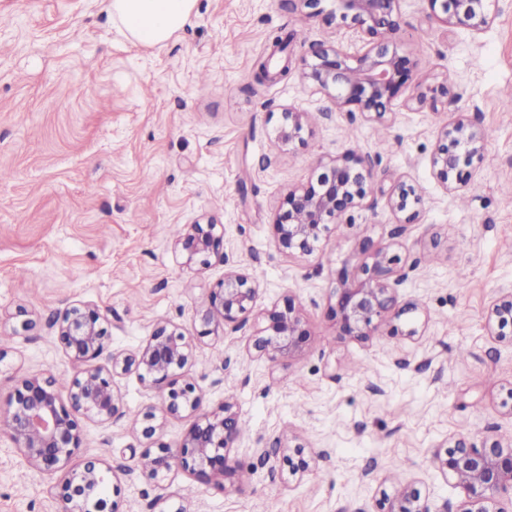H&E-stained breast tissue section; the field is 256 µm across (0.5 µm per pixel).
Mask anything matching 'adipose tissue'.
I'll return each mask as SVG.
<instances>
[{"mask_svg":"<svg viewBox=\"0 0 512 512\" xmlns=\"http://www.w3.org/2000/svg\"><path fill=\"white\" fill-rule=\"evenodd\" d=\"M197 0H107L114 23L136 45L155 47L176 36L195 14Z\"/></svg>","mask_w":512,"mask_h":512,"instance_id":"ef3b65f1","label":"adipose tissue"}]
</instances>
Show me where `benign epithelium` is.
Returning <instances> with one entry per match:
<instances>
[{
	"instance_id": "1",
	"label": "benign epithelium",
	"mask_w": 512,
	"mask_h": 512,
	"mask_svg": "<svg viewBox=\"0 0 512 512\" xmlns=\"http://www.w3.org/2000/svg\"><path fill=\"white\" fill-rule=\"evenodd\" d=\"M323 0H303L313 16L325 15L358 35L369 37L365 49L348 54L332 44H321L312 51V61L301 59L303 78L324 91L337 110L351 108L370 119L380 120L413 75L415 62L398 49L402 27L401 0H333L336 8L324 12ZM428 18L447 27H460L479 33L495 20L497 0H424ZM304 113L288 108L281 112L278 141L286 147L301 139ZM484 131L464 114L443 131L431 166L445 189L464 185L471 170L484 159ZM316 182L290 190L274 220L279 247L284 251L311 253L327 237L336 220L353 223L354 213L364 207L374 167L364 158L348 152L329 163L320 164ZM391 207L406 214L412 223L419 214L422 198L413 183L399 180L389 198ZM224 225L191 224L178 237L176 246L184 264L206 266L210 258L224 260ZM353 276L342 272L336 288L335 317L343 335L366 339L385 321L398 317L396 287L408 277L399 273V257L386 250L369 252ZM259 294L258 283L235 269L224 272V280L196 311V334L186 337L176 328L158 326L136 353L109 355L107 363L85 369L71 384L69 401L61 399L52 381L29 377L20 381L7 408L0 412V433L18 448L25 464L41 472L58 471L82 447L83 433L78 416L101 421L120 415L114 394L115 376L130 370L141 381L163 391V410L169 414L190 411L197 420L174 449L161 446L145 468L157 479L172 468H181L203 482L220 475L233 478L239 461L229 449L240 440V416L230 402L219 413L201 408L195 386L180 382L181 370L192 357L195 342L221 336L231 326L245 324ZM265 334L257 337L255 349L277 364L301 352L307 333L293 305L265 313ZM106 315L98 309L72 306L55 321L58 340L70 358L81 364L101 359L109 341L104 326ZM490 329L512 343V293L495 302L488 312ZM286 458L292 474L310 468L314 454L296 446ZM431 465L451 476L464 498L454 512H512V447L498 440L481 445L458 439L444 453H435ZM103 471L93 463L74 472L60 486L61 512H114L107 496L96 493ZM385 512H432L428 500L414 491L402 489Z\"/></svg>"
}]
</instances>
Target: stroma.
Returning a JSON list of instances; mask_svg holds the SVG:
<instances>
[{"instance_id":"35a3bbf8","label":"stroma","mask_w":512,"mask_h":512,"mask_svg":"<svg viewBox=\"0 0 512 512\" xmlns=\"http://www.w3.org/2000/svg\"><path fill=\"white\" fill-rule=\"evenodd\" d=\"M425 7L402 0L400 45L418 68L377 121L304 81L300 59L319 44L352 54L365 41L301 0H197L191 23L153 48L119 33L103 0H0V168L12 172L0 181V336L13 339L0 409L26 377L59 379L67 396L82 367L53 322L69 306L107 312L109 351L132 354L161 324L194 335L226 268L260 285L249 320L197 343L183 371L204 410L234 402L250 429L231 451L235 492L181 469L143 474V454L178 446L194 418L163 413L161 392L129 372L114 379L121 416L81 418L84 443L65 469L28 467L0 435V512H57V486L91 460L116 512H381L383 494L405 485L444 512L462 493L432 454L462 436L512 442V345L486 323L512 293V0L479 33L430 21ZM263 63L276 79L258 80ZM443 83L436 106L418 102ZM288 107L309 124L283 148ZM462 113L491 136L468 183L448 191L431 157ZM350 151L375 168L365 208L315 252L282 251L273 222L288 190ZM400 179L423 197L411 224L388 202ZM196 222L223 225L224 259L189 269L171 229ZM364 243L398 254L409 274L404 314L357 340L330 308ZM290 302L308 341L274 364L254 342L265 312ZM149 408L159 415L148 439L132 416ZM298 444L316 460L292 477L283 456Z\"/></svg>"}]
</instances>
